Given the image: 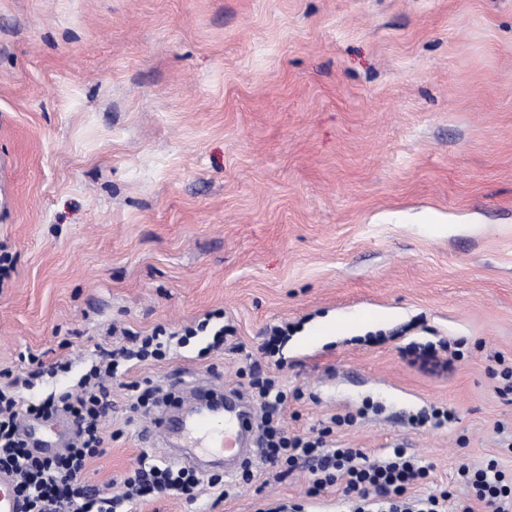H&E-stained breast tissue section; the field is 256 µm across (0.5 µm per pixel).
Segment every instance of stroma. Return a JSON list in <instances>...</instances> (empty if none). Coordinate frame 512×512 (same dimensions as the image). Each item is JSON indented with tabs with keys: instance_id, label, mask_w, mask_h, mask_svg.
Wrapping results in <instances>:
<instances>
[{
	"instance_id": "stroma-1",
	"label": "stroma",
	"mask_w": 512,
	"mask_h": 512,
	"mask_svg": "<svg viewBox=\"0 0 512 512\" xmlns=\"http://www.w3.org/2000/svg\"><path fill=\"white\" fill-rule=\"evenodd\" d=\"M1 254L0 372L72 363L42 392L132 333L216 309L235 330L113 382L85 474L102 496L162 457L127 383L244 393L255 367L301 391L289 433L404 449L430 469L414 493L464 463L510 472L489 366L512 359V0H0ZM328 316L368 331L306 336ZM441 340L467 343L452 372L403 355ZM252 471L224 499L204 481L128 510H348L338 486L307 497V465Z\"/></svg>"
}]
</instances>
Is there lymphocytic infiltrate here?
Listing matches in <instances>:
<instances>
[{
  "label": "lymphocytic infiltrate",
  "mask_w": 512,
  "mask_h": 512,
  "mask_svg": "<svg viewBox=\"0 0 512 512\" xmlns=\"http://www.w3.org/2000/svg\"><path fill=\"white\" fill-rule=\"evenodd\" d=\"M200 332L209 335L201 355L223 348L226 327L213 329L204 320L181 334L158 328L133 336L131 346L100 350L76 382L63 390L28 399L24 393L34 388V375L10 376L0 382V473L13 476L14 492L24 502L25 512H120L127 502L160 494L193 499L198 478L189 467L138 461L123 478V494L109 498L86 485L83 475L102 452L101 425L110 404V380L126 372L127 362L163 360L172 346L187 345ZM251 386L265 412L268 459L289 471L299 461L308 462L312 474L308 496H319L340 484L345 494L357 496L351 512H474L476 501L485 505L486 512H512V476L497 461L476 469L459 466L458 481L466 487V497L454 496L445 488L412 496L409 488L427 480L429 472L403 449L368 462L359 449L330 448L323 437L288 434L277 416L288 401L287 392L275 379L260 375L253 377ZM59 414L71 422L73 442L58 453H36L21 435L22 417L47 420Z\"/></svg>",
  "instance_id": "f902f5d3"
}]
</instances>
